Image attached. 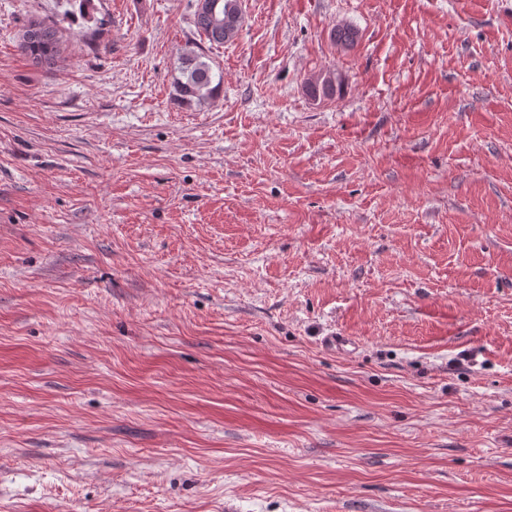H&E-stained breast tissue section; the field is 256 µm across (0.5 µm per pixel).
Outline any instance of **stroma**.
I'll use <instances>...</instances> for the list:
<instances>
[{"mask_svg": "<svg viewBox=\"0 0 512 512\" xmlns=\"http://www.w3.org/2000/svg\"><path fill=\"white\" fill-rule=\"evenodd\" d=\"M193 4L0 0V512H512V0ZM197 1L200 0L195 1L193 22L200 37L210 45H224V42L236 37L242 20L236 26H232L227 19L236 12L238 0H204L206 6L201 8L198 7ZM241 15L239 6L235 16L240 18ZM31 27H36L40 32V36L37 40L24 45L21 39L26 30ZM21 39L19 48L36 66L52 67L64 60L61 51L59 31L54 23L40 18H31L24 27ZM179 60L173 81L176 99L190 106L211 100L223 84V75L214 73L209 56L202 49L187 50Z\"/></svg>", "mask_w": 512, "mask_h": 512, "instance_id": "35a3bbf8", "label": "stroma"}]
</instances>
